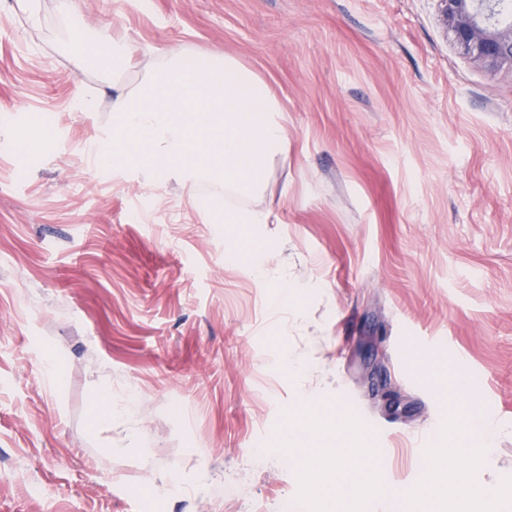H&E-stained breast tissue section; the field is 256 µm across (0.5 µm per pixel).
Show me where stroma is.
<instances>
[{"label": "stroma", "mask_w": 512, "mask_h": 512, "mask_svg": "<svg viewBox=\"0 0 512 512\" xmlns=\"http://www.w3.org/2000/svg\"><path fill=\"white\" fill-rule=\"evenodd\" d=\"M32 2L0 0V512H249L233 482L293 501L287 460H248L304 391L375 419L383 477L408 488L458 364L510 427L478 480L512 475V70L463 54L441 0ZM115 32L133 80L210 49L265 79L290 137L248 202L270 223H212L207 184L93 167L112 66L74 60ZM30 115L52 139L24 153ZM262 243L295 304L250 272ZM103 386L134 417L94 424ZM42 351L47 382L55 388H60L64 382L62 371L64 358L49 344H43Z\"/></svg>", "instance_id": "35a3bbf8"}]
</instances>
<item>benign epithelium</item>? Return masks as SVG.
Listing matches in <instances>:
<instances>
[{
  "label": "benign epithelium",
  "instance_id": "obj_1",
  "mask_svg": "<svg viewBox=\"0 0 512 512\" xmlns=\"http://www.w3.org/2000/svg\"><path fill=\"white\" fill-rule=\"evenodd\" d=\"M455 43L481 64L512 69V25L493 20L495 0H442Z\"/></svg>",
  "mask_w": 512,
  "mask_h": 512
}]
</instances>
